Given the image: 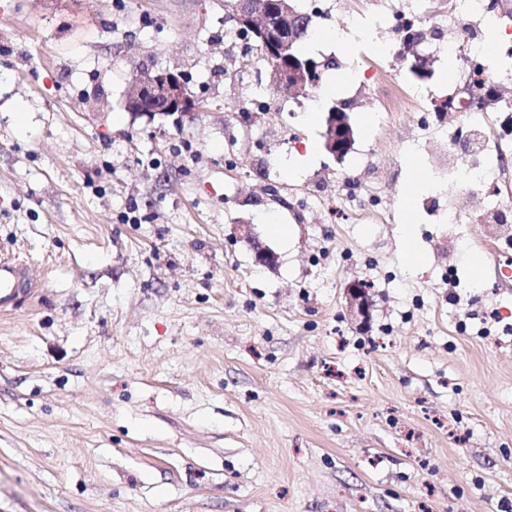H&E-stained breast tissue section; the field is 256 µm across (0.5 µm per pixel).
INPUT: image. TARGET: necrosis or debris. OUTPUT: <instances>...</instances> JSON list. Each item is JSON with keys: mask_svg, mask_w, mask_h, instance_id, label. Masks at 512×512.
<instances>
[{"mask_svg": "<svg viewBox=\"0 0 512 512\" xmlns=\"http://www.w3.org/2000/svg\"><path fill=\"white\" fill-rule=\"evenodd\" d=\"M512 37V0H448L436 25L447 32L443 48L453 52L467 82L436 99L419 96V130L436 169L451 172L448 216L451 224L470 216L469 198L490 191L512 194V155L495 135V122L477 109L482 90H494L500 111L512 112V53L489 52L482 39L486 23Z\"/></svg>", "mask_w": 512, "mask_h": 512, "instance_id": "1", "label": "necrosis or debris"}]
</instances>
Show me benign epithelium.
<instances>
[{"mask_svg": "<svg viewBox=\"0 0 512 512\" xmlns=\"http://www.w3.org/2000/svg\"><path fill=\"white\" fill-rule=\"evenodd\" d=\"M277 5L278 8L273 9L269 0H225V21L248 33L261 46L273 84L287 89L293 96H306L319 84L320 72L314 61L296 60L292 47L295 32L305 28L308 19L289 8L286 0H277ZM126 106L147 117L177 113L192 118L201 111V104L185 81L168 70H158L134 80ZM328 123L330 132L324 147L339 161L352 147V128L347 113L339 108L328 113ZM346 307L357 320L366 321L371 317L373 300L361 280L355 279L348 284Z\"/></svg>", "mask_w": 512, "mask_h": 512, "instance_id": "7a95c632", "label": "benign epithelium"}]
</instances>
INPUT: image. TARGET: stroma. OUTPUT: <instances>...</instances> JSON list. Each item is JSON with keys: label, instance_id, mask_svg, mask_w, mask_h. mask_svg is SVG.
<instances>
[{"label": "stroma", "instance_id": "35a3bbf8", "mask_svg": "<svg viewBox=\"0 0 512 512\" xmlns=\"http://www.w3.org/2000/svg\"><path fill=\"white\" fill-rule=\"evenodd\" d=\"M384 2L314 16L306 52L336 66L310 117L270 85L246 111L264 63L225 42L224 0H0V245L45 271L0 317V512H512V287L468 263L512 256V202L493 242L482 203L441 223L448 183L400 136L413 103L370 111L363 82L440 97L461 72L383 50ZM165 69L194 118L127 110ZM342 103L351 151L308 154ZM362 280L351 281L346 288V307L356 320L367 321L371 317L373 300Z\"/></svg>", "mask_w": 512, "mask_h": 512}]
</instances>
